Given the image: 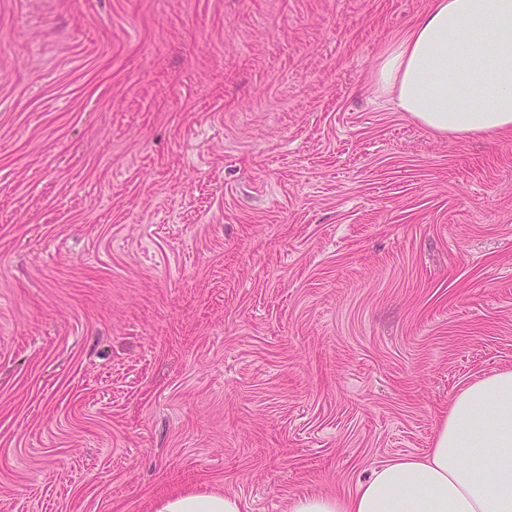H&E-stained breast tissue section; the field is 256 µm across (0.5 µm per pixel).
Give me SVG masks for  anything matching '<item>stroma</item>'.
Wrapping results in <instances>:
<instances>
[{
    "mask_svg": "<svg viewBox=\"0 0 512 512\" xmlns=\"http://www.w3.org/2000/svg\"><path fill=\"white\" fill-rule=\"evenodd\" d=\"M433 0H0V512H287L512 369V132L375 91ZM157 512H241V504L238 496L208 491L168 498Z\"/></svg>",
    "mask_w": 512,
    "mask_h": 512,
    "instance_id": "35a3bbf8",
    "label": "stroma"
}]
</instances>
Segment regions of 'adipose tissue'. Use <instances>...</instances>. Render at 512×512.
Wrapping results in <instances>:
<instances>
[{
  "label": "adipose tissue",
  "instance_id": "obj_1",
  "mask_svg": "<svg viewBox=\"0 0 512 512\" xmlns=\"http://www.w3.org/2000/svg\"><path fill=\"white\" fill-rule=\"evenodd\" d=\"M378 92L439 135L512 130V0H433L373 73ZM157 512H241L238 496L178 495ZM289 512H512V369L449 402L431 448L373 468L344 499L306 495Z\"/></svg>",
  "mask_w": 512,
  "mask_h": 512
}]
</instances>
